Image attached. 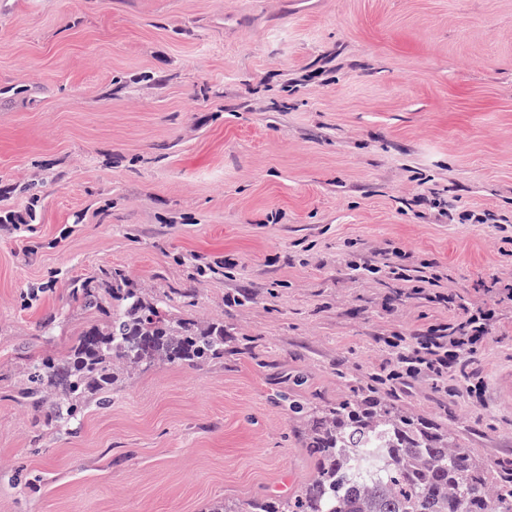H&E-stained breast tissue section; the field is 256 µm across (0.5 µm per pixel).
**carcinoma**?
I'll return each instance as SVG.
<instances>
[{"instance_id":"obj_1","label":"carcinoma","mask_w":512,"mask_h":512,"mask_svg":"<svg viewBox=\"0 0 512 512\" xmlns=\"http://www.w3.org/2000/svg\"><path fill=\"white\" fill-rule=\"evenodd\" d=\"M69 295L87 324L64 354L34 362L18 392L47 427L77 423L129 373L224 358V323L147 295L120 270L74 278ZM384 384L323 410L288 399L291 412L307 417L314 473L294 498L256 499L235 512H512V472L492 475L447 428L398 410Z\"/></svg>"}]
</instances>
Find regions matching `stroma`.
<instances>
[{"instance_id":"obj_1","label":"stroma","mask_w":512,"mask_h":512,"mask_svg":"<svg viewBox=\"0 0 512 512\" xmlns=\"http://www.w3.org/2000/svg\"><path fill=\"white\" fill-rule=\"evenodd\" d=\"M434 198L487 221L449 222ZM31 205V227L0 232V512L296 496L314 461L287 396L344 401L401 370L385 337L496 304L512 276V0H10L0 208ZM395 249L438 263L456 303L350 266ZM105 267L223 320L224 360L135 372L47 429L16 392L88 319L69 279ZM497 306L448 375L388 387L496 470L512 464Z\"/></svg>"}]
</instances>
